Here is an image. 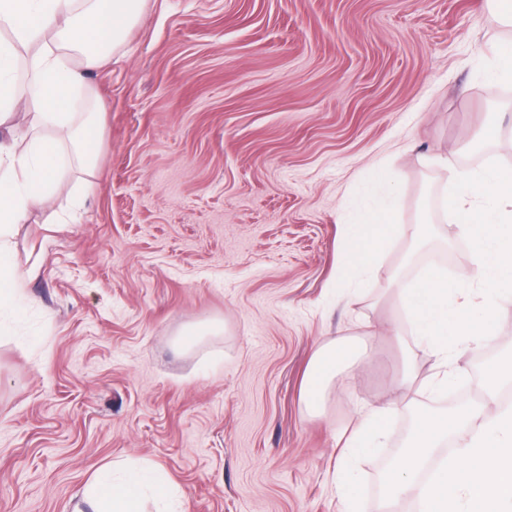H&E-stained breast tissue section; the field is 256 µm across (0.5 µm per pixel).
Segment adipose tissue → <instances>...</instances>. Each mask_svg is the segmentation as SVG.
<instances>
[{"instance_id": "ef3b65f1", "label": "adipose tissue", "mask_w": 512, "mask_h": 512, "mask_svg": "<svg viewBox=\"0 0 512 512\" xmlns=\"http://www.w3.org/2000/svg\"><path fill=\"white\" fill-rule=\"evenodd\" d=\"M145 0H0V127L23 111L35 135L24 153L0 136V311L12 309L34 268L23 267L13 245L17 224L56 192L65 165L88 170L101 136L103 103L88 82L104 53L116 48ZM395 199L382 177L363 187V202L344 226L337 281L373 277L393 244ZM363 355L334 340L313 353L301 399L322 416L324 395L337 372L355 379ZM395 408L369 406L346 432L345 444L364 453L384 435ZM185 512L182 496L163 470L128 460L97 467L87 494L91 512Z\"/></svg>"}]
</instances>
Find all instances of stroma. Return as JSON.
<instances>
[{"instance_id":"1","label":"stroma","mask_w":512,"mask_h":512,"mask_svg":"<svg viewBox=\"0 0 512 512\" xmlns=\"http://www.w3.org/2000/svg\"><path fill=\"white\" fill-rule=\"evenodd\" d=\"M509 38L486 0H146L90 76L92 173L71 170L14 237L37 271L0 317V512H79L94 469L124 458L166 471L187 512H340L338 431L372 404L476 391L469 343L460 387L395 384L404 362L422 381L433 367L398 290L430 257L455 279L473 265L441 195L450 169L512 168V84L486 75ZM379 172L400 226L432 233L396 241L349 303L341 226ZM356 337L369 360L309 416L313 349ZM413 419L355 459L359 512Z\"/></svg>"}]
</instances>
